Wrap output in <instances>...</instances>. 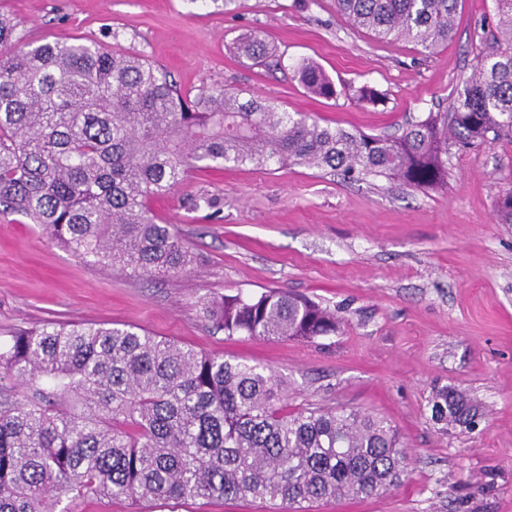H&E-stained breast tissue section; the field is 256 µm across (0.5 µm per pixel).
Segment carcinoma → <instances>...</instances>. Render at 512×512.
<instances>
[{"label": "carcinoma", "instance_id": "obj_1", "mask_svg": "<svg viewBox=\"0 0 512 512\" xmlns=\"http://www.w3.org/2000/svg\"><path fill=\"white\" fill-rule=\"evenodd\" d=\"M459 0H335L336 12L378 42L433 52L448 45ZM495 49L448 108L390 137L322 126L259 96L184 89L145 59L98 41L33 45L0 13V213L17 214L92 266L177 276L197 258L148 208L200 168L226 163L387 177L434 190L448 180V142L512 135V0H496ZM232 49L258 62L273 49L255 33ZM293 70L311 93L339 94L315 62ZM191 211L218 214L201 193ZM512 224V190L495 204ZM226 336L313 341L342 317L305 296L270 289L202 304ZM283 380L137 327L47 323L18 328L0 349V512H56L62 498L133 505L189 498L315 503L379 496L410 459L390 421L345 409L282 404ZM462 393L436 394L431 420L471 424Z\"/></svg>", "mask_w": 512, "mask_h": 512}]
</instances>
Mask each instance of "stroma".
<instances>
[{
  "label": "stroma",
  "mask_w": 512,
  "mask_h": 512,
  "mask_svg": "<svg viewBox=\"0 0 512 512\" xmlns=\"http://www.w3.org/2000/svg\"><path fill=\"white\" fill-rule=\"evenodd\" d=\"M28 41L104 42L139 55L186 88L255 93L291 113L369 135L401 133L447 107L489 52L493 0H459L448 46L422 52L354 29L334 0H0ZM261 34L265 63L231 50ZM319 64L338 97L294 75ZM368 84L381 102L359 101ZM512 189V136L448 147V183L419 191L317 169L225 165L199 171L154 200L197 257L175 277L125 276L83 264L16 214L0 215V342L49 321L134 326L209 354L261 365L288 383V410L352 408L387 418L411 460L399 487L313 512H512V224L495 215ZM206 190L212 216L185 207ZM299 293L336 309L341 330L312 342L228 337L202 317L205 299ZM453 387L479 410L475 429L441 431L437 391ZM151 512H281L280 502L189 499ZM187 207L191 211L208 210L210 214H218L224 207V198L218 194L201 193L188 198Z\"/></svg>",
  "instance_id": "35a3bbf8"
}]
</instances>
